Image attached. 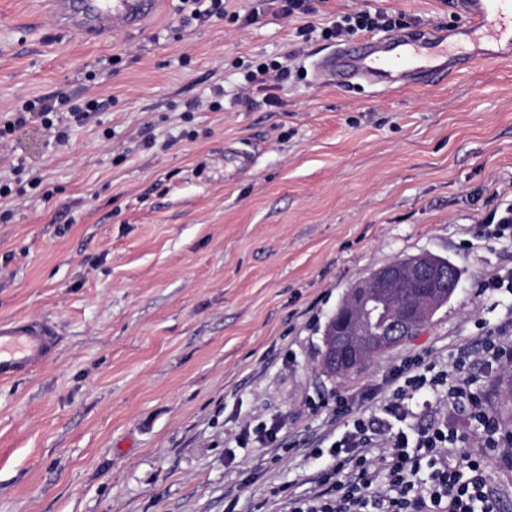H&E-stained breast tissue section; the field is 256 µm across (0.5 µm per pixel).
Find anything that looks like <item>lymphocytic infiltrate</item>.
Returning a JSON list of instances; mask_svg holds the SVG:
<instances>
[{"mask_svg": "<svg viewBox=\"0 0 512 512\" xmlns=\"http://www.w3.org/2000/svg\"><path fill=\"white\" fill-rule=\"evenodd\" d=\"M282 17L299 21L298 34L320 32L322 39L404 28L403 15L379 10H354L336 16L322 29L308 24L307 16L318 14L312 0H278ZM41 113L46 128L54 129L57 143L68 139L66 130L55 128L51 107L36 108L34 101L0 114V143L25 126L34 113ZM421 361L409 360L399 371L403 380L380 416L354 418L351 428L326 449L333 465L325 477L323 492L289 494V512H495L486 484V465L481 458L462 456L449 464L448 450L460 440L457 430L440 426L417 430L407 426L402 399L426 387L443 386L449 401L466 392L469 372L465 360L451 371L427 377ZM349 478H340L342 469Z\"/></svg>", "mask_w": 512, "mask_h": 512, "instance_id": "f902f5d3", "label": "lymphocytic infiltrate"}]
</instances>
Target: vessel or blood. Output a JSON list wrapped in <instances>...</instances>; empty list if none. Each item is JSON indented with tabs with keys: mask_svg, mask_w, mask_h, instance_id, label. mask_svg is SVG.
Segmentation results:
<instances>
[{
	"mask_svg": "<svg viewBox=\"0 0 512 512\" xmlns=\"http://www.w3.org/2000/svg\"><path fill=\"white\" fill-rule=\"evenodd\" d=\"M57 25L87 39L108 30L141 28L162 0H46ZM451 27L424 26L380 38L364 37L318 60L324 84L357 81L383 90L434 85L446 73L486 60L512 59V0H452ZM56 348V332L42 320H0V378L28 373Z\"/></svg>",
	"mask_w": 512,
	"mask_h": 512,
	"instance_id": "vessel-or-blood-1",
	"label": "vessel or blood"
}]
</instances>
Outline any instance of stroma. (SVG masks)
<instances>
[{"label":"stroma","mask_w":512,"mask_h":512,"mask_svg":"<svg viewBox=\"0 0 512 512\" xmlns=\"http://www.w3.org/2000/svg\"><path fill=\"white\" fill-rule=\"evenodd\" d=\"M326 8L455 20L450 0ZM276 10L224 0L223 17L194 18L166 0L89 41L39 0H0V112L101 104L65 144L35 120L0 154V180L24 186L0 204V319L57 332L42 365L0 380V512H288L329 467L318 449L381 414L415 358L430 377L466 358L486 411L512 419V366L489 368L482 342L512 340V298L482 289L512 270V241L480 224L512 197V61L422 88L323 86L313 66L336 41L301 43ZM290 58L303 77L247 84ZM423 251L462 271L447 305L362 370L324 372L349 288ZM406 406L417 428L469 412L442 389ZM261 422L274 443L247 435Z\"/></svg>","instance_id":"stroma-1"}]
</instances>
